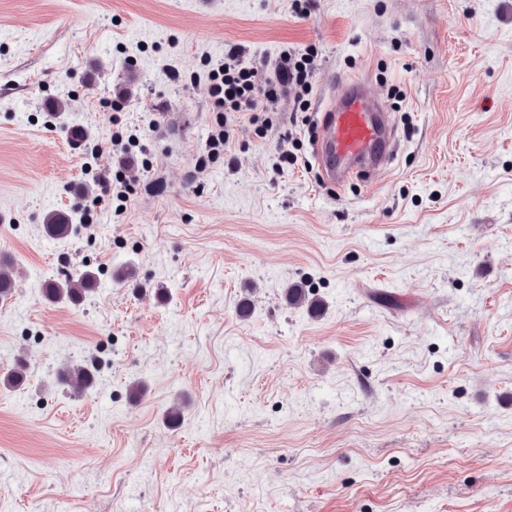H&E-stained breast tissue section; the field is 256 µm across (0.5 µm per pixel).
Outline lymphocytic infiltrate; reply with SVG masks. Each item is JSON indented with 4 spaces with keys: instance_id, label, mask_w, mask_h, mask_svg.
<instances>
[{
    "instance_id": "lymphocytic-infiltrate-1",
    "label": "lymphocytic infiltrate",
    "mask_w": 512,
    "mask_h": 512,
    "mask_svg": "<svg viewBox=\"0 0 512 512\" xmlns=\"http://www.w3.org/2000/svg\"><path fill=\"white\" fill-rule=\"evenodd\" d=\"M315 63L312 50L284 51L272 62L270 74L260 80L239 52H229L217 61L208 74L207 90L214 125L196 162L197 171H205L208 163L223 153L241 114H249L251 123L264 132L273 126L270 111L281 97H291L297 110L307 111Z\"/></svg>"
}]
</instances>
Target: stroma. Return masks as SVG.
Segmentation results:
<instances>
[{
  "label": "stroma",
  "mask_w": 512,
  "mask_h": 512,
  "mask_svg": "<svg viewBox=\"0 0 512 512\" xmlns=\"http://www.w3.org/2000/svg\"><path fill=\"white\" fill-rule=\"evenodd\" d=\"M308 46V110L196 172L210 63ZM347 75L400 148L337 190ZM1 256L0 512H512V0H0ZM93 282V276L82 273L77 279L71 278L63 283L49 282L45 285V294L51 301H58L63 298L76 299L79 295L89 290Z\"/></svg>",
  "instance_id": "1"
}]
</instances>
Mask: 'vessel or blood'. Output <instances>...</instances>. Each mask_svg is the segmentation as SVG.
Instances as JSON below:
<instances>
[{
	"label": "vessel or blood",
	"mask_w": 512,
	"mask_h": 512,
	"mask_svg": "<svg viewBox=\"0 0 512 512\" xmlns=\"http://www.w3.org/2000/svg\"><path fill=\"white\" fill-rule=\"evenodd\" d=\"M395 122L385 104L367 97L361 80L335 83L323 109L314 139L313 156L321 180L343 186L361 168L389 164Z\"/></svg>",
	"instance_id": "vessel-or-blood-1"
}]
</instances>
